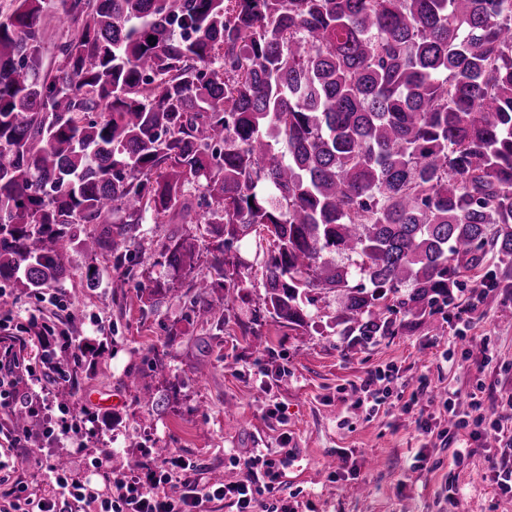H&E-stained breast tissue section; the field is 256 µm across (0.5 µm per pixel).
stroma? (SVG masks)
Masks as SVG:
<instances>
[{"mask_svg":"<svg viewBox=\"0 0 512 512\" xmlns=\"http://www.w3.org/2000/svg\"><path fill=\"white\" fill-rule=\"evenodd\" d=\"M184 235L199 239L194 265L161 264L165 245ZM211 248L204 225L150 221L120 270L129 280L124 296L112 295L117 270L106 257L77 250L59 289L65 308L0 283V337H14L26 357L37 351L39 325L80 337L93 356L69 374L73 403L92 416L102 408L90 393L122 396L115 428L93 427L84 438L79 463L100 490H108L111 470L146 463L155 448L204 465L207 477L233 480L240 470L232 457L285 446L291 456L281 483L264 499L271 512L284 504L294 512H512V491L495 480L498 447L467 441L444 414L435 432L420 434L411 405L422 387L433 396L483 388L490 413L512 401V290L487 289L472 307L474 284L464 281L456 305L469 307L470 325L461 336L445 310L366 345L329 326L310 335L265 313L262 250L246 237L224 246L238 266V289L210 294L224 315L219 331L187 309L196 282L211 272ZM147 287L157 294L146 303ZM388 366L398 371L390 404L374 412L357 406L368 374ZM274 406L280 417L269 416ZM97 457L103 464L95 468Z\"/></svg>","mask_w":512,"mask_h":512,"instance_id":"stroma-1","label":"stroma"}]
</instances>
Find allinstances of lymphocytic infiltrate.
Instances as JSON below:
<instances>
[{"mask_svg":"<svg viewBox=\"0 0 512 512\" xmlns=\"http://www.w3.org/2000/svg\"><path fill=\"white\" fill-rule=\"evenodd\" d=\"M48 353L37 354L35 362L20 360L8 339L0 340V408L36 409L44 405L48 383L66 382L67 371L56 367L52 380L38 375L36 366L48 363ZM475 413L466 419L456 412L454 397L442 406L455 429L468 430L474 440L494 435L504 437L512 426V412L486 420L477 393L467 396ZM28 429H0V512H209L214 502L234 507L236 512H256L264 494L272 493L281 476L279 460L268 451L255 449L244 461V473L224 482L203 475L195 461L175 452L159 457L139 471H116L109 479L111 489L103 493L69 465L48 458L40 461L43 482L49 493L31 490L21 477L32 458L26 443Z\"/></svg>","mask_w":512,"mask_h":512,"instance_id":"f902f5d3","label":"lymphocytic infiltrate"}]
</instances>
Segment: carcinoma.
Returning a JSON list of instances; mask_svg holds the SVG:
<instances>
[{"label":"carcinoma","instance_id":"cac0c4a2","mask_svg":"<svg viewBox=\"0 0 512 512\" xmlns=\"http://www.w3.org/2000/svg\"><path fill=\"white\" fill-rule=\"evenodd\" d=\"M150 215L207 224L227 291L224 243L270 238L264 308L292 330L330 292L367 343L453 305L461 276L512 288V0H12L0 282L57 288L75 246L119 268ZM195 256L188 236L163 253Z\"/></svg>","mask_w":512,"mask_h":512}]
</instances>
